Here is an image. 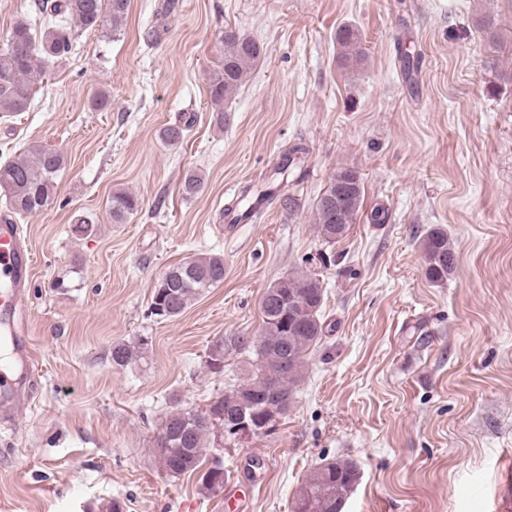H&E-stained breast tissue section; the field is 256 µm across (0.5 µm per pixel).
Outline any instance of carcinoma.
Segmentation results:
<instances>
[{
  "label": "carcinoma",
  "mask_w": 512,
  "mask_h": 512,
  "mask_svg": "<svg viewBox=\"0 0 512 512\" xmlns=\"http://www.w3.org/2000/svg\"><path fill=\"white\" fill-rule=\"evenodd\" d=\"M36 10L55 19L37 36L27 19L17 20L0 34V112L26 111L42 82L46 61L61 60L71 52L75 29L108 28L117 33L126 18L129 0H37ZM224 56L219 69L210 77V95L218 123H224V99L230 97L260 62L264 49L250 37L226 31L220 38ZM340 61L354 66L363 58L359 31L344 25L336 32ZM192 121L173 123L161 131L162 140L176 145L186 136ZM306 152L293 146L276 166L272 181L285 185L298 155ZM66 166L65 155L55 149L35 147L18 160L0 165V190L6 208L18 217L40 212L50 206L57 193V178ZM363 183L358 173L342 168L330 180L313 207L314 223L321 238L334 244L346 237L357 222L363 204ZM137 196L125 190L112 193V223L123 224L139 210ZM426 256V276L435 283L448 281L455 269V252L448 231L435 227L422 240ZM224 282V256L209 254L187 258L165 269L154 286L150 314L162 319L181 315L195 298L208 288ZM264 295L291 302L299 319L278 308H261L262 331L258 336H226L209 350V369L221 373L216 364L227 357H253V375L245 382L224 391L201 411L175 408L162 422L154 437L156 459L171 475L196 471L212 434L208 418L244 415L256 423L264 420L267 405L279 403L288 408L314 348L325 337L322 322L324 288L314 273L293 272L269 286ZM134 347L117 343L112 348V363L126 365ZM224 460L215 458L202 475V487L214 491L224 487ZM359 478L358 466L349 459L325 460L305 478L295 499L294 512H342Z\"/></svg>",
  "instance_id": "1"
}]
</instances>
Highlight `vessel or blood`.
Segmentation results:
<instances>
[{"instance_id": "vessel-or-blood-1", "label": "vessel or blood", "mask_w": 512, "mask_h": 512, "mask_svg": "<svg viewBox=\"0 0 512 512\" xmlns=\"http://www.w3.org/2000/svg\"><path fill=\"white\" fill-rule=\"evenodd\" d=\"M34 259L15 220L0 212V328H8L11 350L0 367V421L16 423L28 405L24 381L35 371L32 343L20 317L31 286Z\"/></svg>"}]
</instances>
